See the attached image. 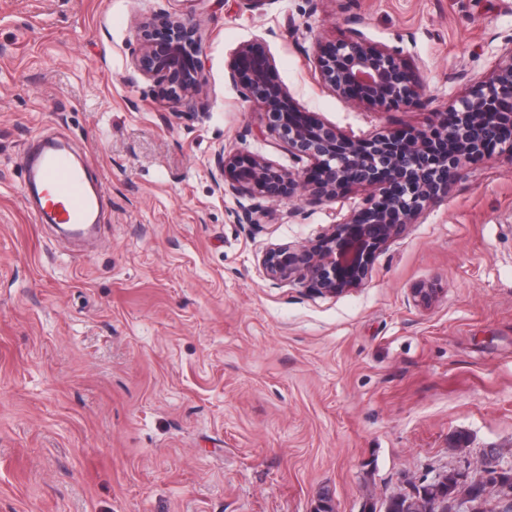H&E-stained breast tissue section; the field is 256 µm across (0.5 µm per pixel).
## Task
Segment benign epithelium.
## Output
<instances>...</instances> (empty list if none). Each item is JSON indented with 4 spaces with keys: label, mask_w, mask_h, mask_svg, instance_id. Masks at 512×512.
<instances>
[{
    "label": "benign epithelium",
    "mask_w": 512,
    "mask_h": 512,
    "mask_svg": "<svg viewBox=\"0 0 512 512\" xmlns=\"http://www.w3.org/2000/svg\"><path fill=\"white\" fill-rule=\"evenodd\" d=\"M137 41L135 71L152 80L162 98L193 111L204 108L198 29L169 15L140 23ZM316 64L324 85L349 101L386 109L408 108L418 99L403 50L379 48L360 30L320 51ZM231 78L241 82L245 99L264 106L268 131L294 159L310 161L313 169H285L258 155L221 149L210 170L220 191L275 201L307 190L328 201L348 187L375 189L364 207L331 225L318 241L270 250L263 265L273 281L306 283L328 295L361 288L376 253L448 193L450 174L494 152L512 161V45L504 48L492 78L449 104L437 126L372 139L347 136L296 108L270 58L250 45L237 52Z\"/></svg>",
    "instance_id": "obj_1"
}]
</instances>
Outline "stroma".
<instances>
[{
	"mask_svg": "<svg viewBox=\"0 0 512 512\" xmlns=\"http://www.w3.org/2000/svg\"><path fill=\"white\" fill-rule=\"evenodd\" d=\"M167 14L201 34L204 109L132 67L138 23ZM353 28L402 49L415 106L322 84L318 48ZM245 44L302 111L372 138L429 128L488 79L512 0H0V512H314L325 490L363 512L489 452L512 466V162L455 172L362 288L273 282L270 248L315 242L369 191L216 188L221 149L295 166L229 76ZM36 139L101 182L91 245L33 221Z\"/></svg>",
	"mask_w": 512,
	"mask_h": 512,
	"instance_id": "1",
	"label": "stroma"
}]
</instances>
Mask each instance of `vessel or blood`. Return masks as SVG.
I'll return each mask as SVG.
<instances>
[{
  "mask_svg": "<svg viewBox=\"0 0 512 512\" xmlns=\"http://www.w3.org/2000/svg\"><path fill=\"white\" fill-rule=\"evenodd\" d=\"M30 154L27 186L40 189L42 194V203L33 213L34 220L49 215L55 223L76 232L96 223L98 199L89 186L86 171L74 166L64 148L57 144L35 142Z\"/></svg>",
  "mask_w": 512,
  "mask_h": 512,
  "instance_id": "b4317fda",
  "label": "vessel or blood"
}]
</instances>
